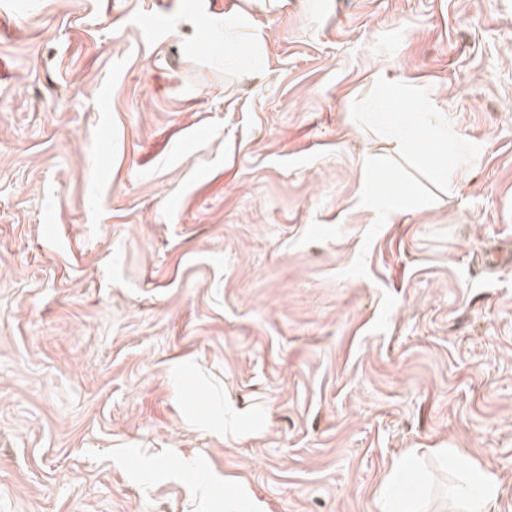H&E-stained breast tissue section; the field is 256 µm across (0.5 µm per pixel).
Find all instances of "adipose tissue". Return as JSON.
I'll list each match as a JSON object with an SVG mask.
<instances>
[{
    "mask_svg": "<svg viewBox=\"0 0 512 512\" xmlns=\"http://www.w3.org/2000/svg\"><path fill=\"white\" fill-rule=\"evenodd\" d=\"M368 91V97L359 103V123L378 138L382 154L369 156L364 162L362 173L368 186L364 203L387 219L406 211L414 202L415 193L406 185L394 190L381 189L380 180L385 172L382 155L401 159L416 157L418 141L426 140L431 152L425 158V165L448 185L459 182L468 171L466 144L441 113L409 110L408 102L416 95V87L382 75L370 82ZM259 425V418L248 407L232 395H225L218 421L225 441H235ZM416 478L417 454L409 450L394 460L378 491L380 512H429L419 497L403 493L404 488L414 486ZM499 491L497 476L480 464H472L459 489L464 512H489Z\"/></svg>",
    "mask_w": 512,
    "mask_h": 512,
    "instance_id": "adipose-tissue-1",
    "label": "adipose tissue"
}]
</instances>
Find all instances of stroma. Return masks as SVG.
<instances>
[{"mask_svg":"<svg viewBox=\"0 0 512 512\" xmlns=\"http://www.w3.org/2000/svg\"><path fill=\"white\" fill-rule=\"evenodd\" d=\"M264 38L199 54L224 18ZM376 72L468 150L361 209ZM512 0H0V512H379L455 448L512 512ZM189 369L183 383L173 364ZM267 416L225 443V394ZM384 172L385 167L377 155L365 159L362 176L369 190H367L364 204L380 214L385 221L395 214L406 211L407 206L415 202V193L406 185L394 190H382L379 184ZM416 450H408L396 458L390 473L378 490L380 512H430L415 493L412 497L403 494L406 487L415 486L417 479Z\"/></svg>","mask_w":512,"mask_h":512,"instance_id":"stroma-1","label":"stroma"}]
</instances>
